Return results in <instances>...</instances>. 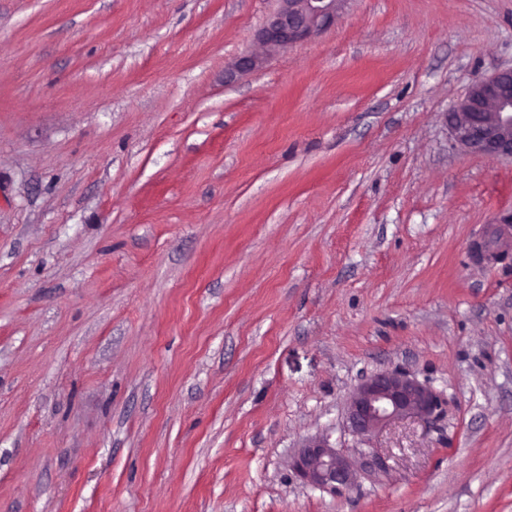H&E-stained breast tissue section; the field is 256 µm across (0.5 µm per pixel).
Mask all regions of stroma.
Wrapping results in <instances>:
<instances>
[{
    "label": "stroma",
    "mask_w": 512,
    "mask_h": 512,
    "mask_svg": "<svg viewBox=\"0 0 512 512\" xmlns=\"http://www.w3.org/2000/svg\"><path fill=\"white\" fill-rule=\"evenodd\" d=\"M276 6L0 0V512H512V159L448 129L512 0H347L225 83ZM394 368L443 411L360 440ZM293 468L305 482L335 495L349 490L355 480L348 458L325 438H311L299 448Z\"/></svg>",
    "instance_id": "35a3bbf8"
}]
</instances>
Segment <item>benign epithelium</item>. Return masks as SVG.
<instances>
[{
	"label": "benign epithelium",
	"instance_id": "obj_1",
	"mask_svg": "<svg viewBox=\"0 0 512 512\" xmlns=\"http://www.w3.org/2000/svg\"><path fill=\"white\" fill-rule=\"evenodd\" d=\"M277 2L256 33V50L225 66L224 82L258 70L270 57L331 29L347 0ZM448 127L457 148L512 159V67L475 81L448 112ZM441 406L440 395L410 372L383 370L365 378L352 392L346 422L354 435L370 439L395 419L428 420ZM293 468L305 482L332 494L349 490L355 480L348 458L325 438H311L299 448Z\"/></svg>",
	"mask_w": 512,
	"mask_h": 512
}]
</instances>
